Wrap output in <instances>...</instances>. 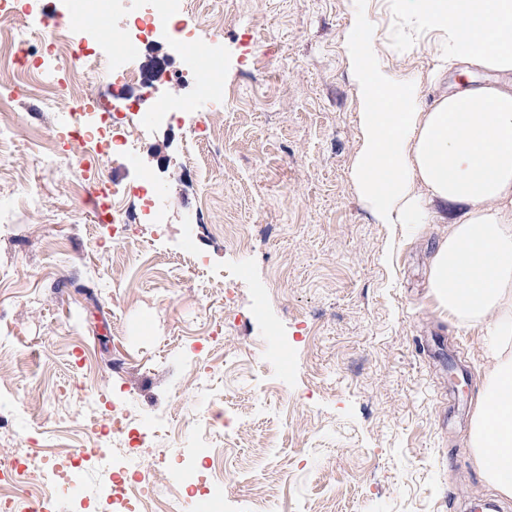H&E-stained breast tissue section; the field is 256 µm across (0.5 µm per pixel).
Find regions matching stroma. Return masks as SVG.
Returning a JSON list of instances; mask_svg holds the SVG:
<instances>
[{
    "label": "stroma",
    "instance_id": "1",
    "mask_svg": "<svg viewBox=\"0 0 512 512\" xmlns=\"http://www.w3.org/2000/svg\"><path fill=\"white\" fill-rule=\"evenodd\" d=\"M363 2L379 60L421 79L424 106L491 81L438 72L435 34L395 0ZM351 6L188 0L224 65V104L200 99L167 42L135 58L171 56L154 93L197 101L209 140L134 123L136 166L103 159L107 181L164 184L172 232L124 199L126 248L79 193L83 146L61 112L34 108L27 75L0 85L14 114L0 144V458L38 429L41 449L83 454L79 428L44 414L57 385H79L168 416L137 451L151 482L172 483L153 461L181 439L222 455L230 479L212 512H512L469 441L491 338L442 318L429 294L444 227L377 223L351 178Z\"/></svg>",
    "mask_w": 512,
    "mask_h": 512
}]
</instances>
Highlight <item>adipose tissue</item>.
Instances as JSON below:
<instances>
[{
  "instance_id": "1",
  "label": "adipose tissue",
  "mask_w": 512,
  "mask_h": 512,
  "mask_svg": "<svg viewBox=\"0 0 512 512\" xmlns=\"http://www.w3.org/2000/svg\"><path fill=\"white\" fill-rule=\"evenodd\" d=\"M361 4L345 33L360 104L351 176L379 223L444 225L430 294L442 316L495 338L469 437L476 470L512 496V86L472 85L423 108L419 84L378 60ZM397 4L442 37L449 61L512 72V0Z\"/></svg>"
}]
</instances>
